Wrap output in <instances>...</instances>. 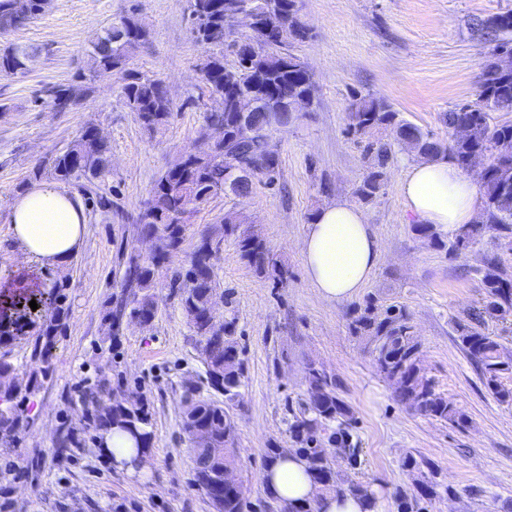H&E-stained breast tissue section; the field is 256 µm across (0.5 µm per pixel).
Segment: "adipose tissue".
<instances>
[{
    "label": "adipose tissue",
    "instance_id": "1",
    "mask_svg": "<svg viewBox=\"0 0 512 512\" xmlns=\"http://www.w3.org/2000/svg\"><path fill=\"white\" fill-rule=\"evenodd\" d=\"M399 189L415 218L433 228L453 232L477 220L480 187L448 158L414 163ZM9 220L25 260L41 268L68 263L80 251L86 234L82 200L48 181L22 193L11 207ZM301 252L310 284L329 302L358 293L379 258L377 236L364 213L342 201L315 214ZM102 437V449L115 467L132 473L142 465L144 454L130 434L112 428L103 431ZM261 478L267 492L282 503L304 502L314 491L306 460L293 452L268 463Z\"/></svg>",
    "mask_w": 512,
    "mask_h": 512
}]
</instances>
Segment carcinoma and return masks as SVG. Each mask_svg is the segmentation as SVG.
Returning <instances> with one entry per match:
<instances>
[{"label": "carcinoma", "instance_id": "obj_1", "mask_svg": "<svg viewBox=\"0 0 512 512\" xmlns=\"http://www.w3.org/2000/svg\"><path fill=\"white\" fill-rule=\"evenodd\" d=\"M29 15L20 18L15 0H0V35L26 26L41 16L48 0H27ZM188 16L194 18L197 33L193 41L202 50L198 64L202 73V89L211 101L206 107L204 125L197 141L206 138L214 125L226 128L227 138L198 144L179 152L156 179L148 198L135 215L134 223L153 250L146 256L132 252L123 264V293L106 309L104 323L107 337L119 335L124 322L139 319L154 321L158 311L156 288L160 270L169 255L184 240L189 219L201 204L220 193L246 197L251 193L253 178L262 176L271 181L280 164L272 143L270 125L286 127L296 120L295 110L288 109L295 99L300 111L313 110L316 85L313 75L301 58L290 52L294 40L307 37L309 29L299 15L297 0H187ZM240 10H258L268 38L253 45L249 38L233 37L232 15ZM476 38L491 45L482 63L483 80L477 102L458 106L443 115L448 130L467 126L470 133L451 138L443 144L418 126L400 117L386 101L371 96L355 95L351 103L349 132L362 136L373 128L390 131L403 148L427 158L447 156L463 170L469 161L482 156L486 164L476 171L483 189L484 209L481 220L461 227L451 250L462 252L490 231L499 246L512 253V152L498 150V145L512 144V123L493 124L492 112H512V12L498 13L472 24ZM148 30L134 11L112 22L102 34L91 41L87 60L78 78L89 84L99 77L117 76L118 65L125 75L122 94L129 111L149 133L164 128L172 115L164 79L144 75L129 68L130 60L145 44ZM238 60L229 64L225 52ZM37 55L31 47L8 46L0 51V76L25 74ZM256 92L263 97L278 98L271 114L262 105L250 113L245 125L238 124L230 96ZM51 107L65 112L75 103L69 86L56 85L48 90ZM368 172L357 188L358 197L370 202L385 187L386 168L392 160L391 144L369 143L364 149ZM111 175L110 147L98 134L94 124L85 126L68 146L36 167L34 181L44 178L71 186L80 183V192L91 210L112 213L116 203L112 191L105 188ZM243 223L235 212L204 232L189 260L169 278V295L178 298L184 316L200 337L203 359L210 387L224 400L187 399L183 415L192 418L195 426L206 430L217 448L193 449L195 481L209 496L224 484V468L236 466L234 426L225 424L224 405L239 395L244 377V363L234 338V324L224 322V330L210 328L209 302L219 292L212 257L224 243V232L239 231L236 245L241 256L256 270H268L272 258L262 239L250 229L238 230ZM485 290L483 305L467 313L468 320L457 323V341L474 364L483 385L502 405L512 406V387L503 383V375L512 374V348L500 338L485 331L489 319L512 316V274L498 256L488 258L477 270ZM70 276L63 273L53 283V302L40 322L29 325L0 323V445L7 448L18 438L31 397L40 391L52 374V356L57 337L63 335L69 313L68 288ZM350 328L356 335L368 337L374 364L380 376L393 389L395 399L408 409L456 427L468 424V416L436 389L433 379L421 367L420 344L407 314L400 308H380L372 300L358 306L352 313ZM26 341L30 352L26 376L31 386L17 384L16 365L11 347ZM335 377L322 369L309 367L308 397L299 413L293 415L288 432L294 451L306 458L310 467L315 495L311 500L289 505L288 512H319L320 501L329 494L356 496L366 504L364 512H377L378 498L369 487L351 483L341 488L342 479L327 454L320 451L321 436L328 432L336 447L348 450L347 464H358L360 449L353 442L355 417L350 406L338 394ZM82 402L92 406L96 426L117 425L138 436L144 445L152 437L149 411L141 403L128 404L112 400V394L99 384L89 385ZM414 475L412 486L400 487L394 493L397 512H423V503L437 494L436 467L422 456L406 455L401 463ZM243 499L230 487L224 488V512H244Z\"/></svg>", "mask_w": 512, "mask_h": 512}]
</instances>
